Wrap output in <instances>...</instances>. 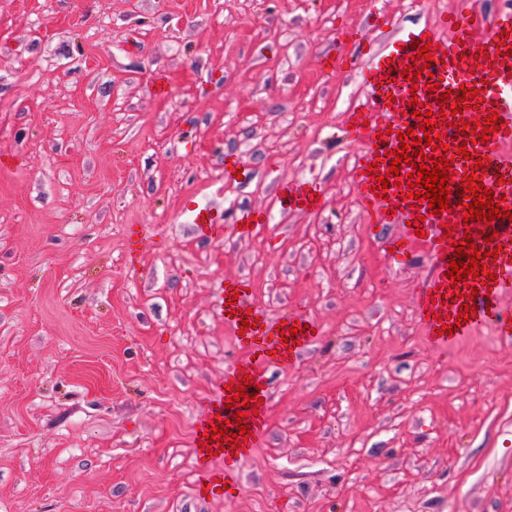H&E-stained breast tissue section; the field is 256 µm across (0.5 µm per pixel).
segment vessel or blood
Returning a JSON list of instances; mask_svg holds the SVG:
<instances>
[{
	"mask_svg": "<svg viewBox=\"0 0 512 512\" xmlns=\"http://www.w3.org/2000/svg\"><path fill=\"white\" fill-rule=\"evenodd\" d=\"M440 24L448 29L449 36L443 41L430 64V71L437 75L441 90L450 91L452 97H460L462 88L472 87L474 82L485 85L484 102L479 108L459 112L460 120L484 116L487 111H497L502 126L492 133L487 144L469 146L468 157H460L458 149L462 143L454 129H447L449 148L446 159L452 160L455 172L450 185L452 194L451 209L441 215H434L428 206L419 205L417 199L401 200L395 186H388L385 198H376L370 187L376 177L385 175L387 166L383 162L386 150L399 147L398 131L404 130L412 117L407 113L410 98H417L426 104L429 111L439 112L440 107L432 92L423 88H411L405 79H393L392 70H403L409 66L411 45L422 39L427 26L401 25L393 37L382 45L365 44L358 32L348 31L338 39V48L343 54L358 53V76L369 93L370 105L362 113H349L347 136L362 143L353 170V179L359 191L362 211L368 221L377 224H398L402 231L389 239L392 246L391 257L396 261L409 259L414 250H422L430 261V271L418 289L415 298L416 319L428 341L436 346H447L450 341H462L476 330L487 329L498 337L512 340V310L505 308L500 298L512 291V221L494 219L491 222H463L464 175L471 170V157L486 159L488 166L482 172L484 186L494 195L505 196L508 207L512 208V51L504 56L505 63L499 68H490L488 58L495 55L504 45L512 47V10L503 11L486 18L478 15L468 17L462 13H452L441 18ZM485 31L483 48H476L474 35ZM282 211L299 208L315 210L322 205L321 189L317 182L302 181L283 186L276 198ZM192 222L198 236L205 240L219 241L242 238L256 232L259 222L225 223L221 214L212 208L202 207L192 215ZM492 228L498 233L497 240L503 245L489 269L494 275L492 283L481 284L475 300L477 309L466 324L458 326L453 334H441L435 327L439 319L457 317L461 301L453 292L455 284L447 278L450 261L454 258L456 242L462 241L465 231H473V239L479 252H490L480 236L484 228ZM249 285L241 279L228 280L223 289L230 306L219 307L218 312L227 326L237 333V344L244 353L242 360L228 365L221 383L215 384L209 397L200 405L196 414V431L215 428L218 419H230L232 410L225 404L230 395L229 384H242L244 375H251L253 382L259 383L257 395L260 399L258 412L249 416L246 422L251 427L248 442L237 448L235 456L224 459L223 470L216 471L210 466V458L205 447L194 448L195 494L213 491L223 487L228 478L234 477L242 463L254 449L264 446L268 439L266 411L270 397L267 387V373L270 369H288L295 365L316 340L310 329L311 317L301 309L271 314L267 310L252 305L248 301ZM288 323L299 327V342L290 346L282 342L278 326ZM230 432H237V424L229 426Z\"/></svg>",
	"mask_w": 512,
	"mask_h": 512,
	"instance_id": "b4317fda",
	"label": "vessel or blood"
}]
</instances>
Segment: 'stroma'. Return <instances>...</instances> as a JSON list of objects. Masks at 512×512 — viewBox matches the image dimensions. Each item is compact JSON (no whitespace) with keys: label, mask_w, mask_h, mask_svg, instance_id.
<instances>
[{"label":"stroma","mask_w":512,"mask_h":512,"mask_svg":"<svg viewBox=\"0 0 512 512\" xmlns=\"http://www.w3.org/2000/svg\"><path fill=\"white\" fill-rule=\"evenodd\" d=\"M467 7L502 4L0 0V512H512V342L419 328L428 260H391L400 225L358 205L345 119L367 95L337 50ZM310 178L321 210L281 212ZM199 206L268 222L207 241ZM132 232L153 248L131 262ZM234 277L323 334L271 370L239 488L200 500L196 412L242 356L217 314Z\"/></svg>","instance_id":"35a3bbf8"}]
</instances>
